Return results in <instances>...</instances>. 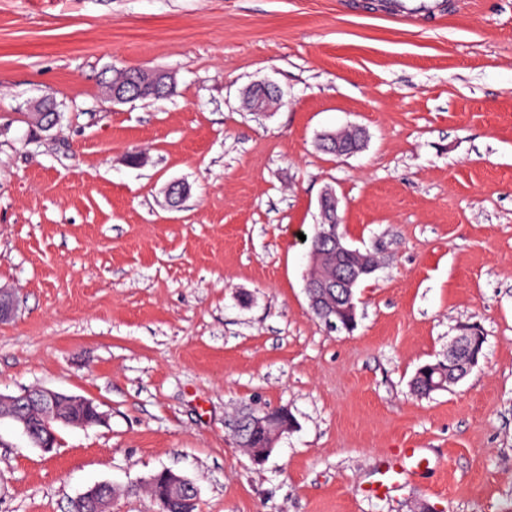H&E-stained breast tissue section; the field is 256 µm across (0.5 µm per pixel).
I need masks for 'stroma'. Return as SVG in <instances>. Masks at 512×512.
<instances>
[{"label": "stroma", "mask_w": 512, "mask_h": 512, "mask_svg": "<svg viewBox=\"0 0 512 512\" xmlns=\"http://www.w3.org/2000/svg\"><path fill=\"white\" fill-rule=\"evenodd\" d=\"M383 2L0 0V396L108 415L50 453L0 417V512H71L104 482L112 512H157L165 468L199 512H512V0L412 27ZM128 66L176 96L107 100ZM255 83L276 111L244 108ZM46 96L60 120L38 131ZM350 125L360 151L320 148ZM328 188L380 258L350 333L305 293ZM467 325L478 365L415 395ZM248 407L295 420L260 465L234 440ZM405 448L436 467L370 495ZM256 94L258 105L253 112L268 113L272 112L279 104L282 98L281 91L274 85L268 83H259L252 85L246 91V95ZM349 132L352 134V141L344 142L342 134ZM366 141V132L363 128L356 127L352 130L327 133L320 139L321 148L329 153L336 155H351L361 150Z\"/></svg>", "instance_id": "1"}]
</instances>
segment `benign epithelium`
Wrapping results in <instances>:
<instances>
[{"mask_svg": "<svg viewBox=\"0 0 512 512\" xmlns=\"http://www.w3.org/2000/svg\"><path fill=\"white\" fill-rule=\"evenodd\" d=\"M124 81L110 86L107 95L114 103L132 101L140 91L141 83L148 82L159 92L170 91L176 87L175 76L163 70H146L129 67L122 70ZM256 95L258 105L254 111L268 113L273 111L282 98L281 91L274 85L259 83L249 87L246 95ZM31 111L38 113L37 125L43 130L53 128L58 122L55 110L45 105L44 100L33 104ZM352 141L342 140V133H327L320 139L321 148L336 155H351L361 150L366 141V132L360 127L350 130ZM188 195V187L183 183H173L167 189L170 206L178 207ZM323 218V230L320 236L323 249L310 254L311 268L306 282V293L310 310L334 330L351 332L356 327L355 290L357 285L370 277L378 268L376 256L349 246L339 230V199L335 192L327 188L319 199ZM16 310L13 293L0 288V321L10 318ZM472 329L464 326L461 334L455 337L459 350L448 353L445 362L439 361L429 366L435 375V388L443 390L448 385L463 379L478 364L476 355L465 351V343ZM25 399L40 406V419L37 427L27 424L20 427L23 435L44 452L52 451L57 444L56 427L59 424L87 428L101 425L106 415L99 410L94 400L80 395L38 388L25 394ZM293 418L285 408L277 410H251L242 414L235 423L234 435L238 447L247 451L256 464H262L272 453L282 435L292 427ZM162 479H151L150 487L153 499L167 509L177 512H192V506L198 494L197 488L185 476L172 470L161 472ZM115 500L113 486L99 483L88 489L76 503L85 508V512H112Z\"/></svg>", "mask_w": 512, "mask_h": 512, "instance_id": "benign-epithelium-1", "label": "benign epithelium"}]
</instances>
